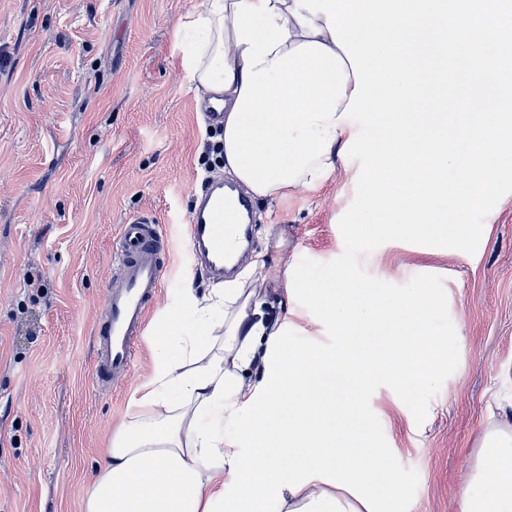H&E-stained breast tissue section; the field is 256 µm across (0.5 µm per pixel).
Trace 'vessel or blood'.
Returning <instances> with one entry per match:
<instances>
[{"label":"vessel or blood","instance_id":"vessel-or-blood-1","mask_svg":"<svg viewBox=\"0 0 512 512\" xmlns=\"http://www.w3.org/2000/svg\"><path fill=\"white\" fill-rule=\"evenodd\" d=\"M201 193L199 207L187 218L190 256L220 276L238 250L241 223L252 220L253 208L244 197L225 196L220 181L203 183ZM169 259V247L157 233L152 215L139 213L121 224L113 257L117 274L106 290L104 316L95 338L100 379L115 382L129 377L147 315L162 291Z\"/></svg>","mask_w":512,"mask_h":512}]
</instances>
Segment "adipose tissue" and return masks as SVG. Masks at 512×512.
I'll return each mask as SVG.
<instances>
[{"label":"adipose tissue","instance_id":"obj_1","mask_svg":"<svg viewBox=\"0 0 512 512\" xmlns=\"http://www.w3.org/2000/svg\"><path fill=\"white\" fill-rule=\"evenodd\" d=\"M294 8L295 0H203L178 24L192 89L224 100V172L257 198L320 185L355 137L341 117L355 87L351 65L325 30V14L308 28ZM307 288L344 335L365 326L388 329L390 354L340 360L289 348L267 335L254 294L243 286L216 288L202 299L187 292L186 346L174 356L167 340L157 341L151 376L131 399L132 419L112 436L85 512H270L274 497L287 512H386L401 494L393 480L396 457L373 443L356 455L337 447L353 409L339 396L309 389L322 381L363 390L380 376L425 384L429 371L417 356L429 341L420 324L428 300L415 288L362 300L341 279ZM217 323L224 347L203 356V340ZM263 343L276 349L278 365L260 401L241 373L260 361ZM287 398L293 407L285 423L280 408ZM243 410L247 422L225 435V424H235ZM243 439L249 452L239 447ZM284 469L289 477L282 483ZM375 471L392 477L378 493L366 489ZM344 489L356 491L355 501L341 497ZM459 512H512L511 423L483 433Z\"/></svg>","mask_w":512,"mask_h":512}]
</instances>
